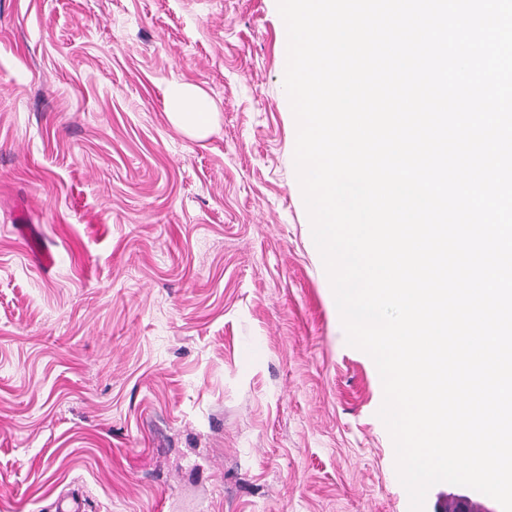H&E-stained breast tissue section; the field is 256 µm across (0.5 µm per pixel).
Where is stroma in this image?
Wrapping results in <instances>:
<instances>
[{
	"mask_svg": "<svg viewBox=\"0 0 512 512\" xmlns=\"http://www.w3.org/2000/svg\"><path fill=\"white\" fill-rule=\"evenodd\" d=\"M285 67L277 0H0V512H409ZM167 107L172 121L181 128L197 134L208 131L213 112L205 95L173 83L167 92Z\"/></svg>",
	"mask_w": 512,
	"mask_h": 512,
	"instance_id": "stroma-1",
	"label": "stroma"
}]
</instances>
